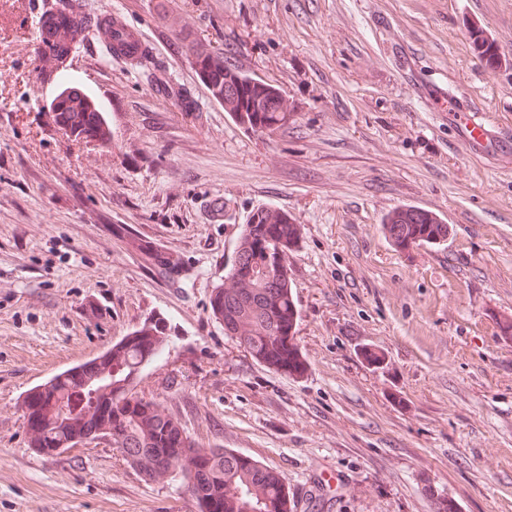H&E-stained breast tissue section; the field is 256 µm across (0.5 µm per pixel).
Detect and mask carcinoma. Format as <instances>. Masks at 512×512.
Instances as JSON below:
<instances>
[{
  "mask_svg": "<svg viewBox=\"0 0 512 512\" xmlns=\"http://www.w3.org/2000/svg\"><path fill=\"white\" fill-rule=\"evenodd\" d=\"M65 11L79 30L90 23L80 0H69ZM472 37L481 56L493 63L492 44L479 30ZM175 40L213 96L224 95L239 123L261 135L287 123L288 107L276 87L232 67L188 31L178 32ZM112 55L138 63L147 57V49L132 31L115 25ZM81 116V112L68 110L58 122L79 130L87 140L95 139L84 128ZM428 220L425 212L414 207L394 211L387 219L392 242L407 247L448 240V225ZM298 236V225L289 223L287 215L269 209L255 211L243 225V247L227 272L237 287L216 289L211 301L224 334L273 369L277 365L271 357L295 354L291 338L298 310L288 280V250ZM149 334L164 343L157 329L134 332L120 341L122 352L112 356L111 367L80 377L68 369L27 394L25 419L39 427L38 447L59 455L91 435L108 437L146 475L166 471L197 512H281L288 491L279 472L240 451L193 441L176 419L134 391L137 375L151 360L137 337Z\"/></svg>",
  "mask_w": 512,
  "mask_h": 512,
  "instance_id": "cac0c4a2",
  "label": "carcinoma"
}]
</instances>
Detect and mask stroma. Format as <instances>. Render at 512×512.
Masks as SVG:
<instances>
[{"label": "stroma", "instance_id": "obj_1", "mask_svg": "<svg viewBox=\"0 0 512 512\" xmlns=\"http://www.w3.org/2000/svg\"><path fill=\"white\" fill-rule=\"evenodd\" d=\"M9 2L0 512H194L177 483L145 477L109 440L48 455L25 438L31 388L157 319L167 338L136 392L192 439L276 469L298 512H512V0H173L163 24L154 0H82L149 49L135 63L74 42L67 67L104 112L108 145L56 123L46 101L62 76L43 63L37 26L13 25L61 0ZM179 30L275 85L287 125L239 124ZM457 97L466 111H448ZM473 119L491 143L468 142ZM407 206L447 224V242L395 246L385 221ZM261 207L300 228L288 254L299 373L257 362L211 310Z\"/></svg>", "mask_w": 512, "mask_h": 512}]
</instances>
